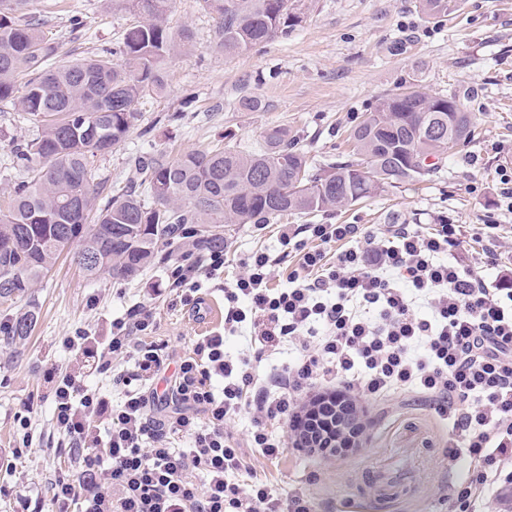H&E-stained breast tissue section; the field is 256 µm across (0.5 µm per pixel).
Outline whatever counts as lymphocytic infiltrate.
Returning <instances> with one entry per match:
<instances>
[{"label": "lymphocytic infiltrate", "instance_id": "f902f5d3", "mask_svg": "<svg viewBox=\"0 0 512 512\" xmlns=\"http://www.w3.org/2000/svg\"><path fill=\"white\" fill-rule=\"evenodd\" d=\"M463 233L444 217L284 229L282 254H254L225 287L223 328L175 361L153 342L156 316L144 304L113 319L106 339L86 328L64 337L76 366L47 368L45 380L52 427L78 466L51 484L56 512H315L304 488L257 477L245 451L275 460L289 432L313 435L297 407L319 386L333 387L347 415L350 393L432 401L450 455L468 465L445 496L448 512L497 505L512 485V263L494 225L478 227L467 256ZM224 256L172 264L167 290L199 310ZM281 273L286 287H273ZM236 336L252 356L227 354ZM284 347L288 367L267 368ZM108 373L122 390L115 403L90 383ZM236 417L253 426L241 442L224 429Z\"/></svg>", "mask_w": 512, "mask_h": 512}]
</instances>
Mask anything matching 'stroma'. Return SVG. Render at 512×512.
<instances>
[{"label":"stroma","instance_id":"1","mask_svg":"<svg viewBox=\"0 0 512 512\" xmlns=\"http://www.w3.org/2000/svg\"><path fill=\"white\" fill-rule=\"evenodd\" d=\"M302 21L278 37L235 56L215 46V18L199 0H174L172 26L188 27L194 48L165 65L167 92L136 106L127 139L94 166L98 178L129 175L128 161L143 145L179 154L224 144L253 147L264 129L286 126L316 161L349 151L348 130L379 98L416 86L431 94L460 95L475 115L473 136L458 145L422 179L386 188L351 207L320 214H291L267 224H234L228 232L225 278L238 273L254 252L279 254L281 224H493L512 262V204L501 177L512 176V0H457L447 14H423L419 0H301ZM28 11L41 24L61 66L99 53L118 41L131 17L109 0H31ZM263 101L258 112L237 109L240 96ZM182 119L168 123L167 115ZM165 264L132 281L109 275L86 279L69 259H60L14 307L0 305V320L36 305L37 324L13 349L0 351V512H23L25 503L48 507L50 483L76 465L49 424L46 367H72L62 339L76 328L105 337L113 315L152 302L154 339L170 354L188 352L194 339L224 326V293L204 292L206 311L197 317L155 298ZM32 406L30 436L14 416ZM366 426L361 444L329 461L288 450L282 458L250 459L257 474L281 487L309 486L316 512H448L440 500L449 484L464 478L465 462H452L447 429L415 395L378 404L357 401ZM322 469L321 482L309 484Z\"/></svg>","mask_w":512,"mask_h":512}]
</instances>
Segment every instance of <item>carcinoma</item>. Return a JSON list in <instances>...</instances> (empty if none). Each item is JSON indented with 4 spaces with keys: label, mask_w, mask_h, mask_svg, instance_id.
I'll use <instances>...</instances> for the list:
<instances>
[{
    "label": "carcinoma",
    "mask_w": 512,
    "mask_h": 512,
    "mask_svg": "<svg viewBox=\"0 0 512 512\" xmlns=\"http://www.w3.org/2000/svg\"><path fill=\"white\" fill-rule=\"evenodd\" d=\"M31 0H0V104L24 113L34 137L12 146L26 173L0 208V302L24 295L63 253H93L86 277H137L161 243L193 229L202 257L226 246L228 224H267L288 212H331L431 172L472 132L456 96L420 89L381 98L350 133L345 160L314 163L289 137L266 128L256 148L227 145L176 157L149 147L129 160L126 182L96 178L94 162L123 143L146 95L165 90L164 65L193 47L188 28L169 24L172 0H110L135 16L112 49L60 67L54 43L27 16ZM215 15V40L238 55L288 35L301 21L298 0H200ZM31 308L0 334L9 347L31 334Z\"/></svg>",
    "instance_id": "cac0c4a2"
}]
</instances>
